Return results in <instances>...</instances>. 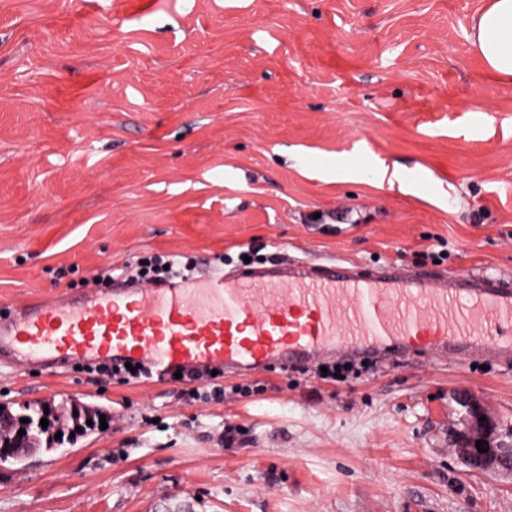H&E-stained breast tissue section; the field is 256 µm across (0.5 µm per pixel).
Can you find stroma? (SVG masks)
I'll list each match as a JSON object with an SVG mask.
<instances>
[{"label":"stroma","instance_id":"1","mask_svg":"<svg viewBox=\"0 0 512 512\" xmlns=\"http://www.w3.org/2000/svg\"><path fill=\"white\" fill-rule=\"evenodd\" d=\"M486 0H0V310L185 255L512 283V81ZM249 260H241V252ZM0 366V405L106 429L0 461V512H512L457 456L468 394L512 429V360L406 357L343 382ZM472 37L489 69L512 78V0H490L474 23Z\"/></svg>","mask_w":512,"mask_h":512}]
</instances>
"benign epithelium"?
<instances>
[{
  "instance_id": "obj_1",
  "label": "benign epithelium",
  "mask_w": 512,
  "mask_h": 512,
  "mask_svg": "<svg viewBox=\"0 0 512 512\" xmlns=\"http://www.w3.org/2000/svg\"><path fill=\"white\" fill-rule=\"evenodd\" d=\"M463 403L468 408V423L459 436L457 451L466 464L477 471L512 469V433L508 439L496 432L491 419L480 421L484 412L472 399L465 396ZM22 426L7 412L0 411V460L12 458L17 452L37 447V438L29 433L18 435ZM483 441L485 452L476 447V441Z\"/></svg>"
}]
</instances>
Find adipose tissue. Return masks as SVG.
<instances>
[{
	"instance_id": "obj_1",
	"label": "adipose tissue",
	"mask_w": 512,
	"mask_h": 512,
	"mask_svg": "<svg viewBox=\"0 0 512 512\" xmlns=\"http://www.w3.org/2000/svg\"><path fill=\"white\" fill-rule=\"evenodd\" d=\"M473 44L493 73L512 78V0H489L474 23Z\"/></svg>"
}]
</instances>
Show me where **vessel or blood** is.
<instances>
[{"label": "vessel or blood", "mask_w": 512, "mask_h": 512, "mask_svg": "<svg viewBox=\"0 0 512 512\" xmlns=\"http://www.w3.org/2000/svg\"><path fill=\"white\" fill-rule=\"evenodd\" d=\"M0 352L17 366L140 363L164 376L247 375L333 356L391 361L512 357V288L473 274L435 282L399 268L375 275L294 261L239 276L33 301L0 316Z\"/></svg>", "instance_id": "b4317fda"}]
</instances>
